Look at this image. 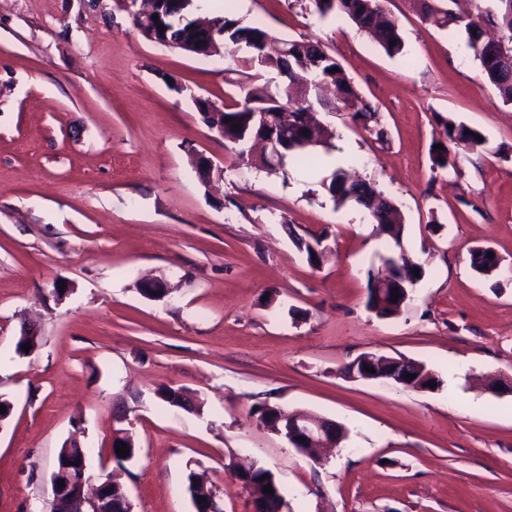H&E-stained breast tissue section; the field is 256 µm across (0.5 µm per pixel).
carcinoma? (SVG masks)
I'll return each mask as SVG.
<instances>
[{
    "label": "carcinoma",
    "mask_w": 512,
    "mask_h": 512,
    "mask_svg": "<svg viewBox=\"0 0 512 512\" xmlns=\"http://www.w3.org/2000/svg\"><path fill=\"white\" fill-rule=\"evenodd\" d=\"M458 6L454 11L443 5V0H423V16L425 21L440 28L453 27L466 38L468 47L474 58L479 61L487 82L495 88L502 102L512 104V0H496L494 9H483L482 0H450ZM316 11L326 16L331 13L346 14L355 25L368 33L384 51L390 55H399L404 50L403 38L396 21L385 13L384 0H313ZM217 27L216 41L235 46L242 52L241 63L246 71L243 78L237 80L243 95L241 103L233 109L222 108L224 117V141L242 146L254 134V128L247 123L248 112H283L296 116L300 121L309 115L312 104L305 106L292 104L294 99L295 74L301 70L310 77H317L336 90L335 100L329 104L333 112H341L350 122L361 124L362 128L377 140H384L383 129L375 126L376 112L368 104L361 102L358 93L346 75L339 61L327 53L318 40L303 38H280L261 26L245 25L237 19L226 16L213 20ZM282 44L288 49L283 54L276 50H266L268 44ZM273 68L284 78L282 85L271 87L270 82L263 80V72ZM240 128L233 129L234 125ZM445 140L462 144L473 152L483 153L488 150V140L479 129L469 126L451 117L441 118ZM335 132L325 127L319 138L309 144H299L288 152V155L299 160L308 169L324 171V164L318 153L322 148L330 151L335 148L333 140ZM320 186L330 195L338 207L356 205L366 210L375 224H390L394 227L395 246L399 248L396 257L390 262L413 264L419 269L418 276H423L421 263L412 255L401 249L402 222L397 206L374 188L370 183L355 180L346 169L337 167L319 180ZM488 251L480 248L471 253V267L482 275L491 274L495 266V257L483 261L480 256ZM376 276L367 273V291L370 296L366 300L367 308L379 318H390L400 313L401 308L388 298L372 296ZM409 373L413 376V385L421 388L426 384L436 383L429 377L428 370L422 363L408 364ZM188 492L195 512H205L211 506V499L218 498L214 487L201 489L194 484L193 474L187 475ZM271 486L273 493L263 491V487ZM249 495L264 504L266 512H277L283 501L282 489L274 473L264 466H254L246 487ZM203 502H198V499Z\"/></svg>",
    "instance_id": "1"
}]
</instances>
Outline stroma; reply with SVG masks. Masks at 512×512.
Here are the masks:
<instances>
[{
	"instance_id": "obj_1",
	"label": "stroma",
	"mask_w": 512,
	"mask_h": 512,
	"mask_svg": "<svg viewBox=\"0 0 512 512\" xmlns=\"http://www.w3.org/2000/svg\"><path fill=\"white\" fill-rule=\"evenodd\" d=\"M404 51L389 56L347 16L312 0H209L274 34L320 40L386 133L336 112L326 169L354 161L398 206L402 244L425 269L403 311L366 307L368 270L394 243L368 213L335 207L316 178L244 165L194 100L240 99L233 47L203 57L145 38L129 0H0V512H51L63 443L88 448L93 479L114 474L133 512H194L188 473L224 512H252L237 476L253 463L288 512H512V104L465 38L425 22L419 0H385ZM481 130L490 152L449 145L441 117ZM214 164L202 181L196 156ZM322 237L310 264L297 238ZM500 268L478 275L470 253ZM163 281L161 298L139 288ZM64 282L63 299L52 294ZM42 339L15 351L22 323ZM364 353L424 363L411 389L352 377ZM171 386L192 401L163 402ZM342 424L310 459L255 406ZM135 457L117 466L112 439Z\"/></svg>"
}]
</instances>
